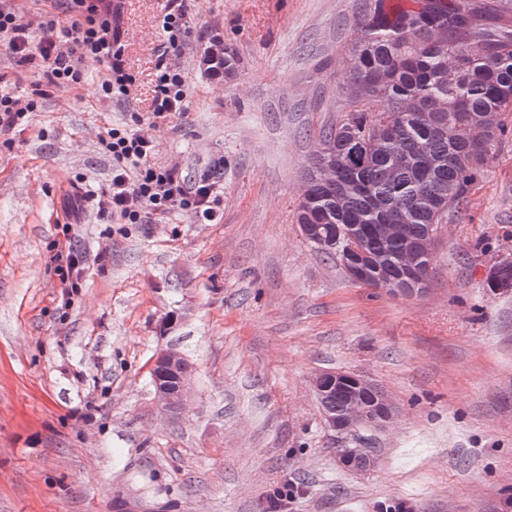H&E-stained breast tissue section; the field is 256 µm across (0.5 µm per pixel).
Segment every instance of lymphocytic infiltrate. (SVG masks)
I'll list each match as a JSON object with an SVG mask.
<instances>
[{"instance_id":"f902f5d3","label":"lymphocytic infiltrate","mask_w":512,"mask_h":512,"mask_svg":"<svg viewBox=\"0 0 512 512\" xmlns=\"http://www.w3.org/2000/svg\"><path fill=\"white\" fill-rule=\"evenodd\" d=\"M69 14V25H60L56 13ZM32 27L20 23L16 13L0 7V45L21 63H37L40 81L49 87L76 86L84 80L82 61L91 57L106 68L101 84L108 98L128 100L134 78L125 68L122 32L112 18V0H52L39 15L32 40ZM183 70L158 61L153 86L156 118L183 112L186 102ZM100 146L112 160V179L100 210L122 224H150L171 211L190 215L194 223L217 220L223 185L219 175L223 162H215L210 173L185 178L178 168H163L151 161L153 144L138 125L111 129Z\"/></svg>"}]
</instances>
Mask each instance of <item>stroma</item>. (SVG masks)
<instances>
[{
    "label": "stroma",
    "mask_w": 512,
    "mask_h": 512,
    "mask_svg": "<svg viewBox=\"0 0 512 512\" xmlns=\"http://www.w3.org/2000/svg\"><path fill=\"white\" fill-rule=\"evenodd\" d=\"M362 2L186 0L187 109L152 119L163 0H123L129 101L104 97L89 58L81 86L47 89L0 144V512H512V293L485 286L512 258V113L423 296L353 283L297 227ZM216 39L239 58L224 81L201 64ZM38 79L0 49V92ZM137 113L156 165L198 176L223 160L218 223L99 211L98 138ZM68 242L87 269L67 300L53 256ZM167 348L192 369L175 416L150 375ZM323 370L379 384L398 426L333 431L311 387ZM356 440L370 471L338 462Z\"/></svg>",
    "instance_id": "35a3bbf8"
}]
</instances>
